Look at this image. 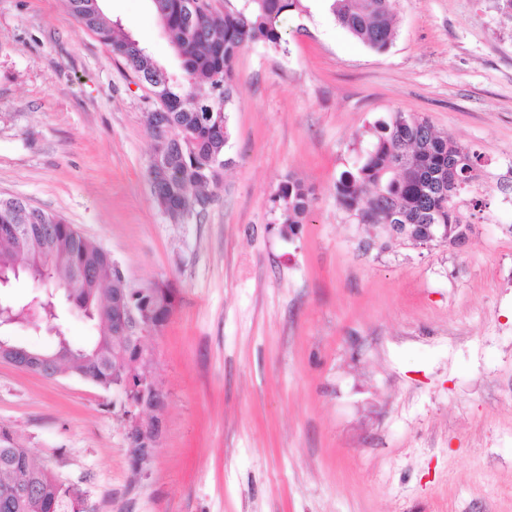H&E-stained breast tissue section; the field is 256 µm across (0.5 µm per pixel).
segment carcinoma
I'll return each instance as SVG.
<instances>
[{"label": "carcinoma", "mask_w": 512, "mask_h": 512, "mask_svg": "<svg viewBox=\"0 0 512 512\" xmlns=\"http://www.w3.org/2000/svg\"><path fill=\"white\" fill-rule=\"evenodd\" d=\"M167 35L178 67L160 64L118 21L102 14L99 0H70L73 14L110 45L146 84L157 73L167 75L164 101L146 110L147 127L162 125L164 139L151 138L148 176L158 207L170 222L183 224L207 212L230 160L228 112L234 102L233 63L250 46L282 47L281 21L299 9L301 0H224V11L213 9L200 18L191 14V0H147ZM337 24L367 48L384 53L394 38L391 0H332ZM375 141L358 167L344 171L335 183L338 203L366 225H400L404 238L422 234L430 224L435 242L447 243L469 229L456 210V193L448 180L468 186L477 177L478 157L436 130L425 118L393 112L374 126ZM280 231L297 233L313 203V190L287 176L271 196ZM24 266L34 292L22 301H0V358L53 377L67 369L79 378L124 397L146 378L138 363L144 354L137 338L119 335L115 319L127 307L144 312L155 324L169 318L174 290L156 283L138 292L100 246L56 214L22 198L0 200V270ZM84 317L95 322L97 334L83 345L64 332L66 312L56 291ZM30 325L55 333L57 341L34 349L17 341L9 330ZM86 491L63 483L49 467L36 463L29 448L9 427L0 426V512H82Z\"/></svg>", "instance_id": "1"}]
</instances>
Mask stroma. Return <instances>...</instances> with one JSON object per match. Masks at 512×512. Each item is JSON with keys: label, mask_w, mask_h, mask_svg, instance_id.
<instances>
[{"label": "stroma", "mask_w": 512, "mask_h": 512, "mask_svg": "<svg viewBox=\"0 0 512 512\" xmlns=\"http://www.w3.org/2000/svg\"><path fill=\"white\" fill-rule=\"evenodd\" d=\"M391 3L386 52L301 0L285 50L237 55L230 163L206 214L174 224L148 177V85L68 0H0V197L175 290L145 340L166 409L143 471L122 395L0 361V424L87 512H512V13ZM102 9L175 66L146 0ZM396 111L479 157L462 246L384 244L336 201ZM288 175L314 192L290 238L270 202Z\"/></svg>", "instance_id": "1"}]
</instances>
